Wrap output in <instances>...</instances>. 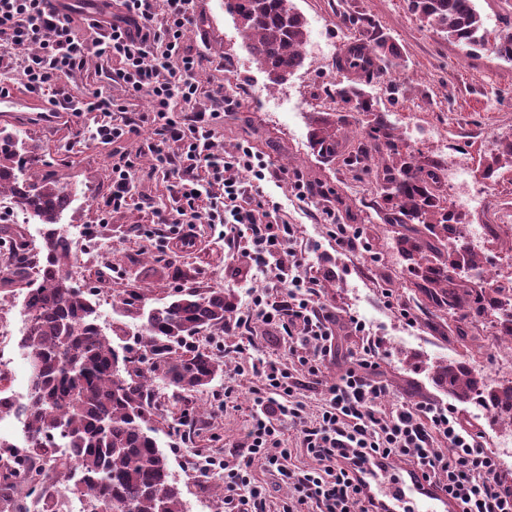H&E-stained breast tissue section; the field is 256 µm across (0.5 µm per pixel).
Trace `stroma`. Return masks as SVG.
<instances>
[{
    "label": "stroma",
    "instance_id": "stroma-1",
    "mask_svg": "<svg viewBox=\"0 0 512 512\" xmlns=\"http://www.w3.org/2000/svg\"><path fill=\"white\" fill-rule=\"evenodd\" d=\"M196 23L185 33L188 48L203 53L206 66L196 78L205 84L224 85L234 90L236 109L222 113L215 126V144L229 151L241 141L252 143L265 156L270 175L262 182L265 199L297 230L296 247L302 253L304 274L322 277L324 267L336 276L321 289L320 300L336 311L340 357L326 358L322 368L325 382L306 392L309 407L320 405L325 383L335 381L346 368L350 355L360 354L362 339L346 319L354 313L382 339L380 366L389 393L387 406L403 402H449L433 373L449 360L469 355L475 367L496 377V347L465 349L448 339V325L420 313L415 324H406L401 312L412 309L406 284L410 274L395 248L392 225L381 216L386 203L376 189L375 175L389 155L362 162L359 168L342 161L324 162L309 147V116L332 107L329 89L349 76L336 62L348 42H372L385 33L398 46V65L372 79L367 91L376 108L393 119L401 141L400 151L413 152L420 161L447 160L459 150L469 151L473 164L501 137L512 133V61L487 48L448 40L436 27L421 21L408 8L407 0H292L306 22L305 60L282 84L269 79L248 52L237 20L224 8V0H193ZM102 61L91 58L79 73L64 78L74 94H101L119 101L128 96L122 83L100 76ZM100 115L89 112L75 116L60 113L54 127L13 117L0 119V128L42 146L45 166L29 169V176L51 171L75 194L61 219L64 228L76 235L78 270L74 285L97 288L99 323L104 329L121 327L122 343L134 344L142 329L141 320L123 315L117 295L125 287L119 272L142 244L161 252L159 237L143 239L137 229L153 225L154 212L171 209L177 202L168 190V179L144 174L131 189L133 207L105 213L112 193V146L91 136ZM298 173L314 187L308 199L293 191L289 176ZM498 187L485 208L468 210V224H497L512 213V167L503 166ZM333 210L337 223L363 229L374 257L337 248L319 217ZM194 241L184 251L185 261L198 270L199 290L221 288L235 295L246 307L254 290L270 285L268 274L255 270L246 277L233 276L240 266L236 254L224 246L220 224L192 225ZM223 377H216L196 404L204 423L200 434L184 439L168 424L156 433L159 448L167 455L173 478L182 489L186 512H225L216 488L222 475H194L189 461L200 455L220 456L230 450L247 428L253 412L248 386H241L235 406L225 407Z\"/></svg>",
    "mask_w": 512,
    "mask_h": 512
}]
</instances>
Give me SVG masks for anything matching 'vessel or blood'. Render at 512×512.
<instances>
[{"label": "vessel or blood", "mask_w": 512, "mask_h": 512, "mask_svg": "<svg viewBox=\"0 0 512 512\" xmlns=\"http://www.w3.org/2000/svg\"><path fill=\"white\" fill-rule=\"evenodd\" d=\"M38 102L29 95H0V112L37 110ZM357 478L366 496L381 506V512H459L457 503L429 483L422 471L410 466L389 467L381 462L368 464Z\"/></svg>", "instance_id": "obj_1"}]
</instances>
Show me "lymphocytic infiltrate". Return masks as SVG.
I'll return each instance as SVG.
<instances>
[{
	"mask_svg": "<svg viewBox=\"0 0 512 512\" xmlns=\"http://www.w3.org/2000/svg\"><path fill=\"white\" fill-rule=\"evenodd\" d=\"M50 0H0V72L18 81L50 104L72 111L97 112L93 133L112 154V194L109 208L126 209L137 169L118 146L149 126L148 151L155 169L171 176L170 191L178 208L156 211L157 235L188 242V225L220 224L228 249L246 247L258 268L290 248L294 225L276 222L255 192L266 178L267 163L247 144L234 151H214L219 111L199 112L207 97L233 107L223 87L205 85L196 74L202 54L184 45V32L194 21L192 0H114L112 12L95 11L87 24L92 34L75 33L68 5L50 9ZM37 50L23 63L10 51L24 45ZM93 56L112 61L113 76L129 96L147 97L145 112L129 111L117 100L73 95L60 87L61 77L81 71ZM247 172L240 180L238 172ZM294 260L276 275L278 290L254 295L250 304L224 327L231 344L225 353L245 354L252 344V324L278 326L299 341L291 350L295 367L280 361L252 364L255 402L261 415L253 418L233 452L208 458L210 468L224 472V503L229 512H269V490L255 482V467L289 480L293 495L283 512H379L366 498L352 473L367 461H403L420 468L459 505V512H512V491L500 488L499 466L484 448L480 434L465 428L453 407L445 403L406 402L381 405L388 386L379 373L378 342L365 322H349L364 340L362 352L335 382L325 384L327 398L316 414H308L299 395L304 384L322 382L321 367L330 356L337 318L317 300L318 283L302 275ZM295 446L287 448L285 437ZM314 460L311 468L294 464V454Z\"/></svg>",
	"mask_w": 512,
	"mask_h": 512,
	"instance_id": "lymphocytic-infiltrate-1",
	"label": "lymphocytic infiltrate"
}]
</instances>
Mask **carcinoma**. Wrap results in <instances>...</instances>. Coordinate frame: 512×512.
Instances as JSON below:
<instances>
[{
  "label": "carcinoma",
  "instance_id": "obj_1",
  "mask_svg": "<svg viewBox=\"0 0 512 512\" xmlns=\"http://www.w3.org/2000/svg\"><path fill=\"white\" fill-rule=\"evenodd\" d=\"M237 17L240 32L255 61L276 83L288 80L302 64L306 42L303 17L291 0H224ZM410 11L451 40L484 45L481 16L473 0H408ZM491 49L512 61V31L497 37ZM361 72L338 83L329 96L340 104L310 117V147L331 162L344 163L384 152L393 163L377 174L388 208L384 221L398 227L397 247L412 274L409 288L425 307L459 315L455 341L499 344L512 340V277L472 280L453 265L464 253L469 268L481 265L463 236L464 224L447 197L438 191L443 164H424L413 152H401L395 128L378 111L363 85L400 59L385 34L365 46ZM362 140L355 153H343L350 135ZM512 164V136L500 140L497 153L481 162V175L495 179L502 161ZM43 163L39 147L0 129V194L44 224L41 245L28 257L0 265V294L26 289V327L20 344L30 366V404L23 409L31 453L38 460L51 453L55 439L71 449L43 473L30 460L17 470L0 472V512H29L36 495L44 512H57L63 494L87 498V512H185L182 492L153 433L166 421L154 411L157 391L170 390L168 416L181 422L193 417L185 401L204 394L224 370V357L195 344L204 332H224L237 312L235 297L222 288L204 292L190 285L191 267L149 254L150 270L175 283L159 306L144 311L149 289L139 275L127 278L119 295L123 313L143 320L137 337L140 355L114 343L98 322L89 294L73 286L76 259L60 223L72 200L50 173L34 179L23 172ZM435 384L463 403L476 402L512 426V379L486 383L470 360L443 366Z\"/></svg>",
  "mask_w": 512,
  "mask_h": 512
}]
</instances>
